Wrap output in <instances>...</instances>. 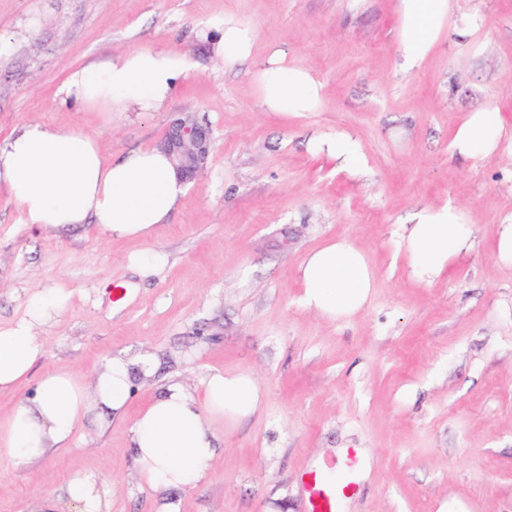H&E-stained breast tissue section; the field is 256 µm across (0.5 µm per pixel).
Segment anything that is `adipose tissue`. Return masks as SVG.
I'll use <instances>...</instances> for the list:
<instances>
[{
    "label": "adipose tissue",
    "instance_id": "1",
    "mask_svg": "<svg viewBox=\"0 0 512 512\" xmlns=\"http://www.w3.org/2000/svg\"><path fill=\"white\" fill-rule=\"evenodd\" d=\"M400 67L421 66L442 34L469 43L481 26L477 13L454 11L451 0H395ZM215 55L225 65L248 61L253 28L228 15L215 23ZM190 63L180 53L137 49L112 61L74 72L62 89L80 105L123 112L130 106L149 111L167 101ZM262 111L286 118L313 112L323 87L307 69L289 63L288 52L271 47L253 73ZM512 141V124L493 105L466 113L450 141L459 156L482 161ZM307 147L336 160L341 169L363 175L366 163L358 138L347 131L312 135ZM19 205L23 224L35 231H69L85 224L107 239L150 240L184 195L168 156L160 149H133L106 160L97 141L76 127L29 121L0 144V191ZM402 246L410 277L430 283L474 246V226L459 205L446 202L419 209ZM300 304L329 321L362 310L375 286L365 254L349 239L324 242L299 267ZM72 292L52 280L34 289L26 313L0 324V391L33 384L32 393L0 418V456L26 470L51 452L71 447L77 433L103 430L123 415L137 380L152 376L151 353L129 360L107 357L92 378L69 371L33 370L47 356L46 329L69 305ZM263 393L248 373L210 372L200 386L170 378L139 411L130 428L135 464L143 486L159 494L158 512H182L181 495L205 480L225 432L252 416ZM111 485L93 471L73 474L64 497L74 512H109Z\"/></svg>",
    "mask_w": 512,
    "mask_h": 512
}]
</instances>
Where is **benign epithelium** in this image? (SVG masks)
<instances>
[{"mask_svg": "<svg viewBox=\"0 0 512 512\" xmlns=\"http://www.w3.org/2000/svg\"><path fill=\"white\" fill-rule=\"evenodd\" d=\"M212 146L208 125L190 114L175 120L161 143L177 175L186 183L195 180L206 168Z\"/></svg>", "mask_w": 512, "mask_h": 512, "instance_id": "benign-epithelium-1", "label": "benign epithelium"}]
</instances>
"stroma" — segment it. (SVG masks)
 Wrapping results in <instances>:
<instances>
[{"instance_id":"stroma-1","label":"stroma","mask_w":512,"mask_h":512,"mask_svg":"<svg viewBox=\"0 0 512 512\" xmlns=\"http://www.w3.org/2000/svg\"><path fill=\"white\" fill-rule=\"evenodd\" d=\"M455 3L482 17L473 41L443 38L405 72L394 0H0V142L30 120L75 125L114 160L157 147L185 113L213 137L206 169L147 242L90 226L37 233L0 195V322L22 316L44 280L73 292L36 373L89 377L119 353L157 362L106 430L23 472L0 459V512H40L50 498L69 512L64 487L87 469L111 483V512H156L131 414L168 377L215 370L252 374L264 403L225 433L182 512H305L302 473L343 472L351 452L361 478L343 512H512V267L492 246L512 212V147L478 164L449 150L466 112L491 103L512 118V0ZM228 13L256 30L252 58L232 68L209 27ZM273 45L322 83L316 111L284 120L259 109L252 73ZM138 48L192 62L162 108L107 119L62 101L73 72ZM336 129L359 138L364 176L307 151L312 134ZM447 200L468 211L475 246L416 282L404 223ZM334 238L376 275L364 309L336 322L300 306L298 281L306 253ZM148 248L162 265L145 277L131 260Z\"/></svg>"}]
</instances>
